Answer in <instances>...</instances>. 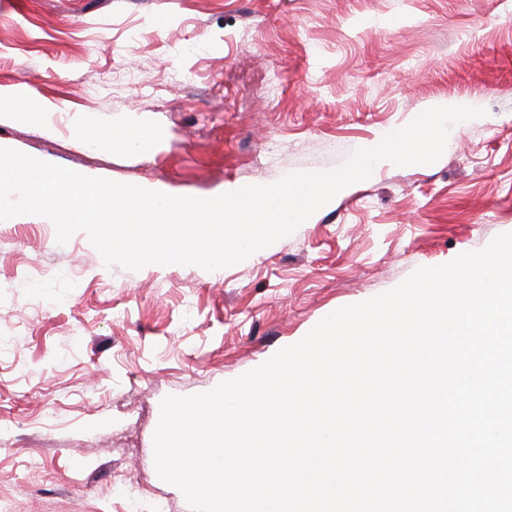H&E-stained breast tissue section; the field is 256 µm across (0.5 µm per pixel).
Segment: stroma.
Wrapping results in <instances>:
<instances>
[{"label": "stroma", "instance_id": "stroma-1", "mask_svg": "<svg viewBox=\"0 0 512 512\" xmlns=\"http://www.w3.org/2000/svg\"><path fill=\"white\" fill-rule=\"evenodd\" d=\"M49 113L0 142L203 197L331 170L447 100L431 165L381 167L241 263L109 268L87 235L0 221V497L14 512H191L161 480L169 395L212 390L338 308L512 232V0H0V88ZM162 129L144 154L71 127ZM127 478L133 494L116 490Z\"/></svg>", "mask_w": 512, "mask_h": 512}]
</instances>
